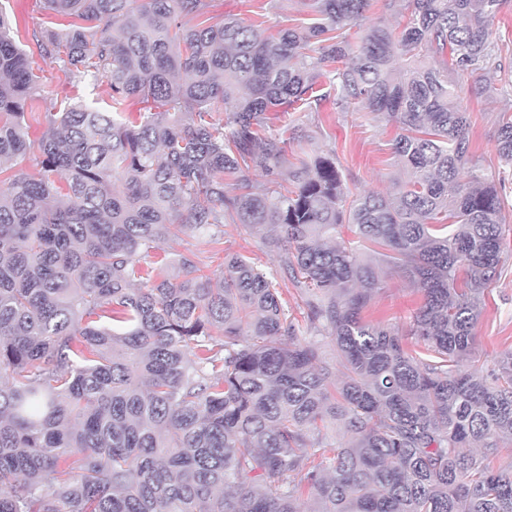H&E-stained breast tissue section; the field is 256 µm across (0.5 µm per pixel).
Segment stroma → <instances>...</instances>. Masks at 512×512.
Instances as JSON below:
<instances>
[{"label":"stroma","instance_id":"stroma-1","mask_svg":"<svg viewBox=\"0 0 512 512\" xmlns=\"http://www.w3.org/2000/svg\"><path fill=\"white\" fill-rule=\"evenodd\" d=\"M204 16L210 21L230 15L251 23L263 19L265 28L277 31L299 24L306 18L304 0H278L275 7L258 12L255 0H206ZM0 8L10 18L20 47L25 50L39 77V97L33 104L37 116L58 111L70 99L107 101L104 87L75 82L57 64L42 60L35 37L48 27H59L65 19L50 14L44 0H0ZM461 96L471 116L470 151L483 174H497L501 167L495 140L504 102L499 95L483 91L482 81L462 78ZM271 129L285 132L289 169L318 156L335 155L352 192L386 193L398 173L393 153L396 128L377 120L367 110L339 112L325 105L319 112H285L270 120ZM269 229H253L242 224L224 227L223 248L257 258L268 276L279 280L282 297L293 315H300L299 297L290 282L284 281L277 251L266 247L272 238ZM423 301L422 294L396 276L385 279V287L364 313L371 322L399 326L409 331V316ZM512 349V252L508 253L500 278L485 293L475 327L474 358L484 369H491L500 353Z\"/></svg>","mask_w":512,"mask_h":512}]
</instances>
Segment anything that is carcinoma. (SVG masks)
Returning a JSON list of instances; mask_svg holds the SVG:
<instances>
[{"mask_svg": "<svg viewBox=\"0 0 512 512\" xmlns=\"http://www.w3.org/2000/svg\"><path fill=\"white\" fill-rule=\"evenodd\" d=\"M401 1L402 29L355 43L369 0H309L311 21L275 34L178 21L204 0H45L73 23L41 32L39 55L106 84L112 111L45 116L39 169L0 191V512H512V463L490 459L512 438V349L487 375L467 366L506 245L512 99L489 180L459 85L491 80L512 0L386 7ZM37 95L0 11V174L31 147ZM326 102L399 128L392 192L352 193L331 157L283 174L266 113ZM226 224L280 227L269 246L340 381L253 259L207 272L177 251ZM388 275L423 292L413 350L364 319Z\"/></svg>", "mask_w": 512, "mask_h": 512, "instance_id": "cac0c4a2", "label": "carcinoma"}]
</instances>
